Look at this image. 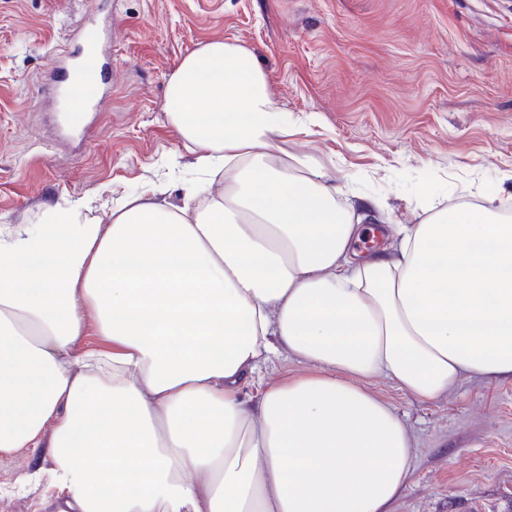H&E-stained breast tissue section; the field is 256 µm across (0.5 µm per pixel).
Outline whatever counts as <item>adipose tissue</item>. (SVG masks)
I'll return each mask as SVG.
<instances>
[{
  "label": "adipose tissue",
  "instance_id": "ef3b65f1",
  "mask_svg": "<svg viewBox=\"0 0 512 512\" xmlns=\"http://www.w3.org/2000/svg\"><path fill=\"white\" fill-rule=\"evenodd\" d=\"M166 98L205 177L181 204L157 184L106 224L84 199L0 224V454L33 449L60 512H392L417 440L369 383L512 380V221L444 208L357 253L373 202L281 153L251 51L206 43ZM272 358L292 370L251 388Z\"/></svg>",
  "mask_w": 512,
  "mask_h": 512
}]
</instances>
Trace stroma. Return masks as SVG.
<instances>
[{"label": "stroma", "mask_w": 512, "mask_h": 512, "mask_svg": "<svg viewBox=\"0 0 512 512\" xmlns=\"http://www.w3.org/2000/svg\"><path fill=\"white\" fill-rule=\"evenodd\" d=\"M99 30L101 86L85 137L64 122L54 58ZM213 40L253 52L294 129L283 148L417 224L430 203L512 215V0H0V224L46 204L195 176L166 113L181 60ZM417 439L393 512H512V381H463L433 403L373 383ZM31 449L0 456V512H43L21 486Z\"/></svg>", "instance_id": "35a3bbf8"}]
</instances>
